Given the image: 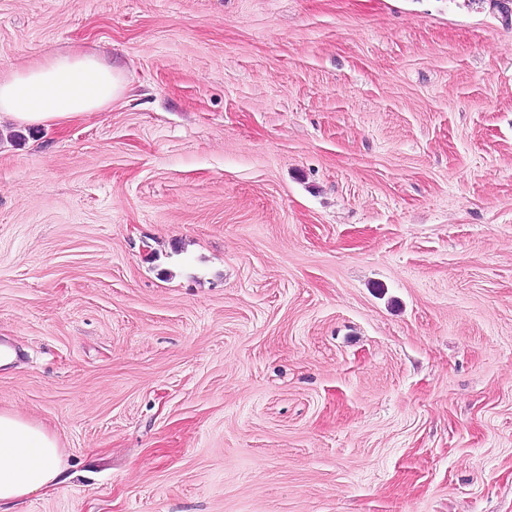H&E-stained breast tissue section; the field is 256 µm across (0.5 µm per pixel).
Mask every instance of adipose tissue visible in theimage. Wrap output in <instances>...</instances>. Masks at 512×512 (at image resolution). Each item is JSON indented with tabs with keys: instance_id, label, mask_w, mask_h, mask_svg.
Here are the masks:
<instances>
[{
	"instance_id": "obj_1",
	"label": "adipose tissue",
	"mask_w": 512,
	"mask_h": 512,
	"mask_svg": "<svg viewBox=\"0 0 512 512\" xmlns=\"http://www.w3.org/2000/svg\"><path fill=\"white\" fill-rule=\"evenodd\" d=\"M122 74L89 51L52 56L0 78V116L21 126H52L109 107ZM63 473L53 436L19 416L0 413V512L53 488Z\"/></svg>"
}]
</instances>
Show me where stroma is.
Masks as SVG:
<instances>
[{
  "mask_svg": "<svg viewBox=\"0 0 512 512\" xmlns=\"http://www.w3.org/2000/svg\"><path fill=\"white\" fill-rule=\"evenodd\" d=\"M125 90L0 121L18 512H512V24L466 0H0V76ZM123 89L122 74L97 54H59L0 78V117L19 126L59 125L102 111ZM63 473L53 436L17 415L0 413V511L35 492L53 488Z\"/></svg>",
  "mask_w": 512,
  "mask_h": 512,
  "instance_id": "35a3bbf8",
  "label": "stroma"
}]
</instances>
